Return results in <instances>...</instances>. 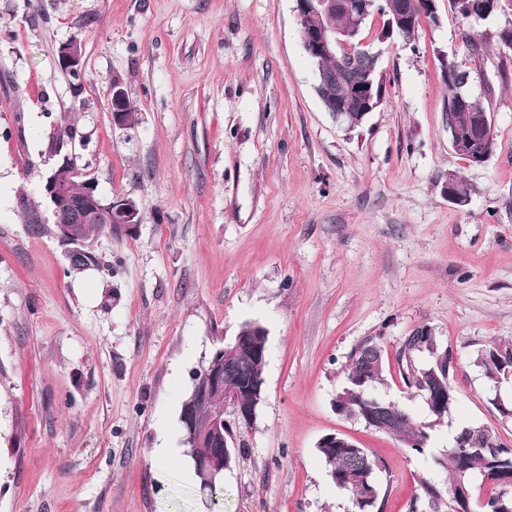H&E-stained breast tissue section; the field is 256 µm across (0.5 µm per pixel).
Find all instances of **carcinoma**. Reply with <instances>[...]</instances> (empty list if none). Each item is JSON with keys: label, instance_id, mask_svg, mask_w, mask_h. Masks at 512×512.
<instances>
[{"label": "carcinoma", "instance_id": "carcinoma-1", "mask_svg": "<svg viewBox=\"0 0 512 512\" xmlns=\"http://www.w3.org/2000/svg\"><path fill=\"white\" fill-rule=\"evenodd\" d=\"M426 0H371L370 10L378 11L384 18L383 28L376 33L373 41L384 38L388 32L390 19L398 10L399 5L404 4L410 11L408 25L395 30L394 35L398 42L405 45L415 43L419 31L418 19L420 15L428 19L436 20L435 14L428 11ZM371 16H362L360 0H347L344 8L332 16V23L336 30L358 28L366 26ZM361 52V48L354 51L341 50L339 59L325 57L318 61L323 72L336 75V99L341 100L349 93V86L353 82L352 70L339 73L340 64L352 65V60ZM372 67L375 77L376 107H381L385 102L387 85L384 71L380 65V59H372ZM448 75L445 83L448 85V102L446 107V124L448 125V138L466 136L479 139L482 150L493 154L496 142L491 130H481L488 114L472 95L471 82L475 80L476 71L466 69L456 63L448 64ZM115 236L128 235L123 225L105 220L94 224H81L78 226L75 241L84 242L101 234ZM497 353L500 363L491 364L484 359L485 352ZM428 353L431 361L425 365H419L416 357L420 353ZM449 350L438 348L436 336L432 335L430 328L420 326L405 337L397 362L400 376L405 385L415 376H425L435 373L439 376L436 380L437 387L443 389L448 395V405L455 401V390L452 386L454 374L448 373ZM476 361L484 369L490 382L489 397L503 388V385L512 386V375L506 376L507 371H512V342L489 343L478 351ZM265 363L261 360H251L241 353L232 356L230 370L224 375V384L229 391L237 388L238 381L244 377L258 378L264 375ZM385 361L379 342L375 339H367L359 345L352 355L345 369L346 382L338 392L334 404L336 412L348 419L366 421L365 418V391L376 383L383 381ZM405 417V424L401 432H390V436L411 450L422 454L429 438L430 424H419L409 413L398 410ZM492 440L490 432L481 425L464 424L459 427L454 438V446L448 452L437 459L438 466L448 474V490H453L458 484H474L478 481L482 484L488 482L495 485L497 492L484 499L479 506V512H512V455L506 449L491 452L484 449L488 441ZM183 445L185 453L193 461L196 475L200 485L212 492L223 480L224 470H206L198 464L197 458L200 449L196 448L197 442L189 435H184ZM320 457L325 462L327 475L336 487L346 491L352 501L354 512H373L372 507H364L362 496L366 486H372L375 491L380 487L375 477L378 470L375 459L365 448H320ZM425 505L429 512H454L452 499L445 498L438 485L428 478L420 479V494L416 495L410 504L411 512H420V506Z\"/></svg>", "mask_w": 512, "mask_h": 512}]
</instances>
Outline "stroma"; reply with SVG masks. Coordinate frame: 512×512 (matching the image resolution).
Here are the masks:
<instances>
[{"mask_svg": "<svg viewBox=\"0 0 512 512\" xmlns=\"http://www.w3.org/2000/svg\"><path fill=\"white\" fill-rule=\"evenodd\" d=\"M294 6L0 0V512H353L317 451L332 433L379 463L381 512H408L419 477L447 488L434 459L461 425L512 446L475 363L512 341V48L497 39L512 0L478 27L436 0L415 46L385 49L386 101L354 130L315 92ZM73 41L76 75L59 63ZM445 62L480 74L497 143L483 165L448 141ZM116 82L134 128L112 123ZM69 125L74 165L144 215L135 235L86 242L98 263L80 272L41 192ZM452 173L465 206L445 194ZM247 321L268 333L266 395L214 497L181 451L180 409L192 371ZM422 325L460 368L418 454L334 401L374 338V395L432 423L397 363ZM156 447L175 461L152 464Z\"/></svg>", "mask_w": 512, "mask_h": 512, "instance_id": "obj_1", "label": "stroma"}]
</instances>
